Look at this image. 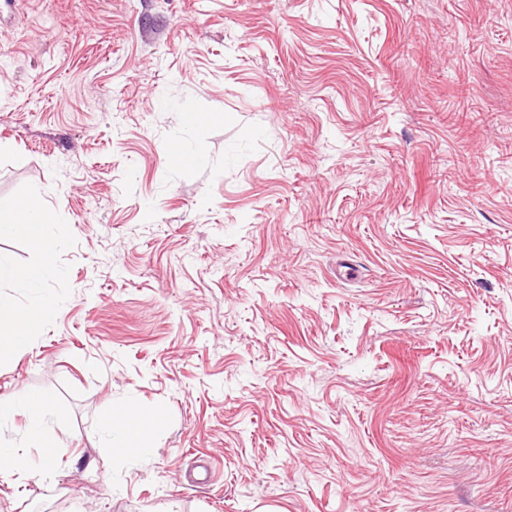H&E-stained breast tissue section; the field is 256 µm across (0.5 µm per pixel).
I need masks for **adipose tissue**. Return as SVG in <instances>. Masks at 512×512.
<instances>
[{
  "label": "adipose tissue",
  "mask_w": 512,
  "mask_h": 512,
  "mask_svg": "<svg viewBox=\"0 0 512 512\" xmlns=\"http://www.w3.org/2000/svg\"><path fill=\"white\" fill-rule=\"evenodd\" d=\"M30 201L31 206L27 210L14 206L8 211H0V235L22 239L46 258L50 256L54 243L46 236L45 226L52 223L53 217L40 195H31ZM50 271L46 262L22 269L0 256V284L20 282L30 291L29 298L23 302L0 295V353H24L32 336L59 311L58 299L42 289ZM19 414L27 419L26 435L37 447L39 455L34 458L13 447L1 446L0 473L32 478L36 475V463H49L55 456V442L47 433L52 416L51 402L42 393L0 394V427ZM147 421V416L133 405L114 406L100 422L103 434L100 454L118 460L152 455L154 448L146 434Z\"/></svg>",
  "instance_id": "ef3b65f1"
}]
</instances>
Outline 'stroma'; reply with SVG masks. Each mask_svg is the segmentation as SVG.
Returning a JSON list of instances; mask_svg holds the SVG:
<instances>
[{"instance_id": "stroma-1", "label": "stroma", "mask_w": 512, "mask_h": 512, "mask_svg": "<svg viewBox=\"0 0 512 512\" xmlns=\"http://www.w3.org/2000/svg\"><path fill=\"white\" fill-rule=\"evenodd\" d=\"M32 191L61 309L0 394L58 449L0 512H512V0H12ZM17 414L27 419L26 435L29 442L39 451L41 464H47L55 457V441L47 434L51 420L50 399L42 393L0 394V430L11 422ZM147 421L148 417L133 405L113 406L112 412L100 422L103 434L98 446L100 454L118 460L152 455L154 448L146 434Z\"/></svg>"}]
</instances>
